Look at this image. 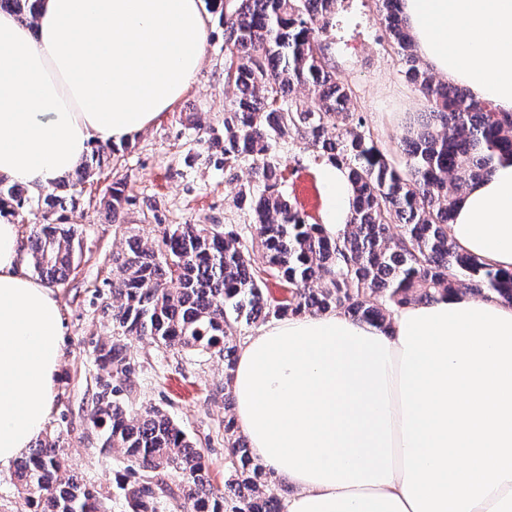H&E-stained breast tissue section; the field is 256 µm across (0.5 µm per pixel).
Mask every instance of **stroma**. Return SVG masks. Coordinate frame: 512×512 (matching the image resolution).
<instances>
[{
    "mask_svg": "<svg viewBox=\"0 0 512 512\" xmlns=\"http://www.w3.org/2000/svg\"><path fill=\"white\" fill-rule=\"evenodd\" d=\"M331 40L334 60L358 110L382 148L401 161L396 138L428 105L406 78L397 47L384 38L375 0H338ZM227 54L224 28L217 13H210L205 61L184 96L152 126L120 143L114 161L79 186L74 205L64 213L44 218L21 210L13 217L24 237L32 225L62 218L82 239L81 259L54 289L66 336L47 430L60 435L69 469L103 492L113 494L114 478L127 465L119 453L101 451L88 423L100 373L96 347L112 336L109 284L118 255L128 239L151 245L175 224H233L242 232L252 222L251 213L233 205L236 183L248 179L249 167L240 165L237 181H230L222 151L213 142L224 128V107L231 98L224 82ZM280 154L285 193L308 223H321L323 192L311 152L285 144ZM116 181L122 182L125 197L120 224L112 223L106 209ZM127 350L135 368L129 407L154 406L167 413L202 448L214 488L223 489L230 462L224 446L223 361L197 353H164L146 339L128 340ZM112 512H125L114 494Z\"/></svg>",
    "mask_w": 512,
    "mask_h": 512,
    "instance_id": "1",
    "label": "stroma"
}]
</instances>
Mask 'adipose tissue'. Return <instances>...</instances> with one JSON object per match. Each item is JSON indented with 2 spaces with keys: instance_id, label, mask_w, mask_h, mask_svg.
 Instances as JSON below:
<instances>
[{
  "instance_id": "1",
  "label": "adipose tissue",
  "mask_w": 512,
  "mask_h": 512,
  "mask_svg": "<svg viewBox=\"0 0 512 512\" xmlns=\"http://www.w3.org/2000/svg\"><path fill=\"white\" fill-rule=\"evenodd\" d=\"M415 54L512 113V0H401ZM202 0H41L34 25L0 11V179L53 186L97 143L146 129L191 87ZM323 225L352 186L322 164ZM450 239L512 271V159L458 197ZM65 327L0 217V468L44 433ZM252 454L289 488L285 512H512V305L454 292L395 310L387 328L338 311L247 337L231 380Z\"/></svg>"
}]
</instances>
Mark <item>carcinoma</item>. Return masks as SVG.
Wrapping results in <instances>:
<instances>
[{
	"mask_svg": "<svg viewBox=\"0 0 512 512\" xmlns=\"http://www.w3.org/2000/svg\"><path fill=\"white\" fill-rule=\"evenodd\" d=\"M338 0H208L224 26V43L237 67L224 70L232 91L224 110V169L230 180L250 162L251 180L238 186L234 205L253 215L250 238L233 225L177 224L161 245L127 241L112 278V326L117 335L150 338L164 351L209 353L224 360V447L234 458L224 491L209 479L200 449L162 410L130 411L134 367L126 344L96 348L108 379L89 413L100 448L128 460L116 488L128 512H282L272 475L238 434L230 382L237 328L261 320L339 310L385 327L409 304L464 289L512 304V272L462 252L448 237L455 195L512 156V115L471 100L422 67L414 54L399 0H376L386 37L405 62V75L429 104L426 121L399 140L398 168L357 112L353 91L336 71L327 33ZM38 0H0V10L36 17ZM297 140L316 158L346 170L354 200L348 224L332 236L309 224L283 192L279 147ZM101 166L92 154L62 187L75 189ZM120 183L112 187V223L124 222ZM49 193L33 200L19 184L0 181V212L27 207L42 217L65 208ZM31 255L38 271L60 284L82 252L79 239L58 224H34ZM260 250L289 297L266 294L252 266ZM177 474L180 482H169ZM27 512H111L98 492L65 464L60 436L38 441L14 471Z\"/></svg>",
	"mask_w": 512,
	"mask_h": 512,
	"instance_id": "obj_1",
	"label": "carcinoma"
}]
</instances>
